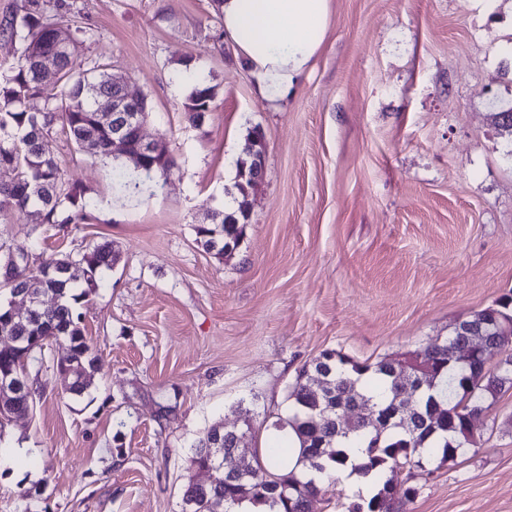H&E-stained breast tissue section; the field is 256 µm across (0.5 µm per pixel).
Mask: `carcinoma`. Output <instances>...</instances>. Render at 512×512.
Returning a JSON list of instances; mask_svg holds the SVG:
<instances>
[{
  "instance_id": "1",
  "label": "carcinoma",
  "mask_w": 512,
  "mask_h": 512,
  "mask_svg": "<svg viewBox=\"0 0 512 512\" xmlns=\"http://www.w3.org/2000/svg\"><path fill=\"white\" fill-rule=\"evenodd\" d=\"M70 5L65 0H20L17 12L0 24L3 33L18 43L16 57L0 66V168L11 171V178L0 179V212L30 210L34 223L65 226L88 218L94 202L88 190L70 183L57 162L45 153L44 140L55 127L73 141L78 151L90 157L112 156V124L98 121L95 101L112 93L110 73L100 65L83 69L77 59L85 42L84 30L76 21L65 19ZM60 56L62 75L60 95L44 101L40 110L33 104L43 98L44 87L37 78L38 60ZM214 87L207 77L196 80L183 104L192 121L210 109ZM145 167L115 175L116 186L128 193L140 189L145 180L160 185L172 172L169 154L143 156ZM242 207L225 213L211 224L196 229L197 241L208 251L224 256L225 243L243 234ZM37 242L0 243V290L13 294L39 280L57 296V303L41 309V317L18 321L9 317L8 299H0V339L7 336H45L64 355L83 365L80 391L93 382L96 358L80 327L81 315L75 305L99 286L112 270V247L103 244L89 250L90 263L81 254L60 251L48 257L36 253ZM30 256L26 264L13 256ZM495 318L494 336L485 338L498 345L512 343V297H506L481 310ZM448 342L433 345V368L423 390L413 404L428 418V426L416 432L391 424L377 427L362 421V410L336 411L341 403L355 402L388 411L396 402L400 387L391 370L395 357L375 362H358L333 349L320 353L321 361L306 364L298 372L288 394L289 409L274 423L277 431L291 430L300 443L299 462L332 477L347 464L340 440H353L365 448L366 461L354 466L364 477H371L377 492L366 502L353 501L345 512H395L396 504L416 495L417 490L398 480L406 467H423L426 448L445 460L473 444L468 418L485 410V402L496 399L505 388H512V359L492 362L480 355L468 364L448 356ZM201 436L194 445L191 469L183 496L191 501L189 512H230V506L249 500L266 505L269 512H309L312 499L325 487L301 481L284 470L281 450L261 461L257 455L245 457V471L252 474L249 488L242 492L224 471L214 466Z\"/></svg>"
}]
</instances>
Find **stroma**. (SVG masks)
Segmentation results:
<instances>
[{
    "label": "stroma",
    "instance_id": "obj_1",
    "mask_svg": "<svg viewBox=\"0 0 512 512\" xmlns=\"http://www.w3.org/2000/svg\"><path fill=\"white\" fill-rule=\"evenodd\" d=\"M72 2L84 67L108 65L148 97L145 136L176 166L163 187L123 193L111 165L56 131L44 148L90 188V218L0 215V240L117 255L77 307L91 387L61 393L43 362L32 415L0 429V512H182L202 432L247 424L249 450L263 451L323 350L360 362L418 351L512 295V137L493 119L512 104V0H330L321 50L276 103L233 42H217L211 0ZM184 58L216 89L198 126L174 76ZM256 127L264 180L240 249L220 260L196 227L223 207ZM474 439L401 471L417 494L399 512H512V389Z\"/></svg>",
    "mask_w": 512,
    "mask_h": 512
}]
</instances>
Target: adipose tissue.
Returning <instances> with one entry per match:
<instances>
[{
	"mask_svg": "<svg viewBox=\"0 0 512 512\" xmlns=\"http://www.w3.org/2000/svg\"><path fill=\"white\" fill-rule=\"evenodd\" d=\"M330 0H224L225 33L260 93L274 101L289 94L320 51Z\"/></svg>",
	"mask_w": 512,
	"mask_h": 512,
	"instance_id": "obj_1",
	"label": "adipose tissue"
}]
</instances>
